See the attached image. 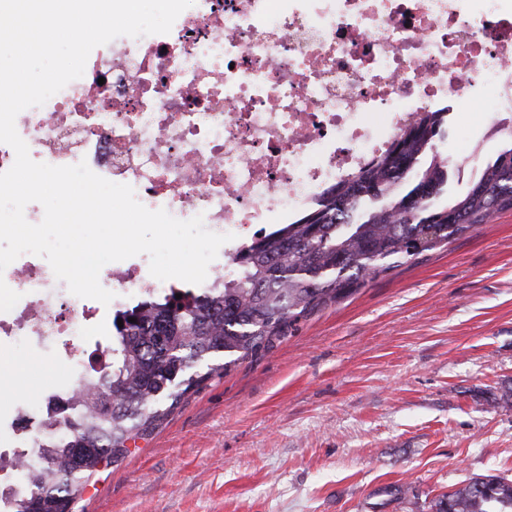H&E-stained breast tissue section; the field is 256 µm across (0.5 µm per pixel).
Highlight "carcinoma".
I'll return each mask as SVG.
<instances>
[{"instance_id":"carcinoma-1","label":"carcinoma","mask_w":512,"mask_h":512,"mask_svg":"<svg viewBox=\"0 0 512 512\" xmlns=\"http://www.w3.org/2000/svg\"><path fill=\"white\" fill-rule=\"evenodd\" d=\"M447 124L443 112L423 113L295 222L256 234L224 286L180 299L149 293L116 312L115 340L97 355V376L67 391L50 445L33 439L34 463L22 465L23 492L10 512H70L102 462L127 455L128 442L161 425L212 376L372 280L512 212V117L496 127V156L451 196L453 165L437 148ZM75 448L84 452L77 457ZM431 509L512 512V479L473 477L436 496Z\"/></svg>"}]
</instances>
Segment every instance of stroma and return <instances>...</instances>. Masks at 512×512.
Returning <instances> with one entry per match:
<instances>
[{
	"instance_id": "stroma-1",
	"label": "stroma",
	"mask_w": 512,
	"mask_h": 512,
	"mask_svg": "<svg viewBox=\"0 0 512 512\" xmlns=\"http://www.w3.org/2000/svg\"><path fill=\"white\" fill-rule=\"evenodd\" d=\"M500 146L470 152L452 129L438 144L471 174ZM0 372L4 420L80 378L25 340ZM485 474L512 478L510 212L214 375L71 512H429Z\"/></svg>"
}]
</instances>
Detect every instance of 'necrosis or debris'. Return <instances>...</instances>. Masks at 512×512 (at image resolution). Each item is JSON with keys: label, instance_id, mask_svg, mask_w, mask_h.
Wrapping results in <instances>:
<instances>
[{"label": "necrosis or debris", "instance_id": "4bbe7bcc", "mask_svg": "<svg viewBox=\"0 0 512 512\" xmlns=\"http://www.w3.org/2000/svg\"><path fill=\"white\" fill-rule=\"evenodd\" d=\"M512 112V0H196L166 34L92 50L81 78L15 125L34 161L87 162L137 200L231 234L206 285L260 228L287 224L384 154L420 113ZM0 278V350L83 336L97 313L25 253ZM119 295L164 293L113 263ZM64 310H57V303Z\"/></svg>", "mask_w": 512, "mask_h": 512}]
</instances>
